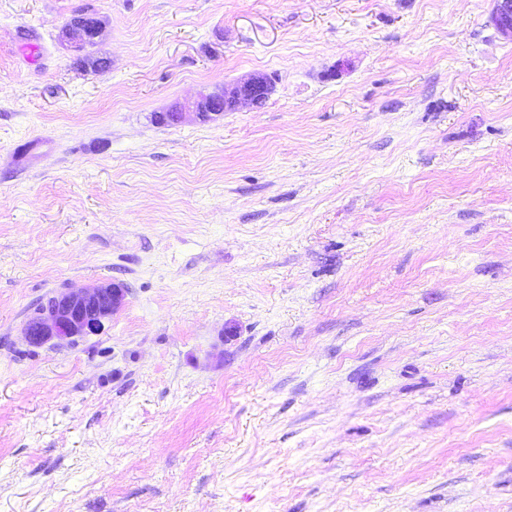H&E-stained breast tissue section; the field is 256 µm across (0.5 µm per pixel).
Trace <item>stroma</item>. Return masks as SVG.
<instances>
[{
  "label": "stroma",
  "instance_id": "1",
  "mask_svg": "<svg viewBox=\"0 0 512 512\" xmlns=\"http://www.w3.org/2000/svg\"><path fill=\"white\" fill-rule=\"evenodd\" d=\"M492 0H0V512H512ZM102 21L94 74L59 43ZM264 73V105L155 124ZM111 281L103 333L35 306ZM126 292V287L116 282L61 291L36 307L25 325L26 342L40 347L56 341L53 346H59L99 335L124 304Z\"/></svg>",
  "mask_w": 512,
  "mask_h": 512
}]
</instances>
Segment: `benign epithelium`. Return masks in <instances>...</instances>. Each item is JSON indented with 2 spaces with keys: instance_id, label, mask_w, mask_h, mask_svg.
<instances>
[{
  "instance_id": "7a95c632",
  "label": "benign epithelium",
  "mask_w": 512,
  "mask_h": 512,
  "mask_svg": "<svg viewBox=\"0 0 512 512\" xmlns=\"http://www.w3.org/2000/svg\"><path fill=\"white\" fill-rule=\"evenodd\" d=\"M490 22L504 36L512 38V0H493ZM100 26L70 20L64 26L66 36L76 34L87 43L98 37ZM273 90V80L266 74L254 75L218 92L199 93L196 98L179 103L167 112L156 114L162 121L178 124L185 114L192 113L201 122H208L241 104L262 105ZM127 289L121 283L109 282L92 288L66 289L40 303L24 329L26 342L40 347L47 343L59 346L102 332L125 301Z\"/></svg>"
}]
</instances>
